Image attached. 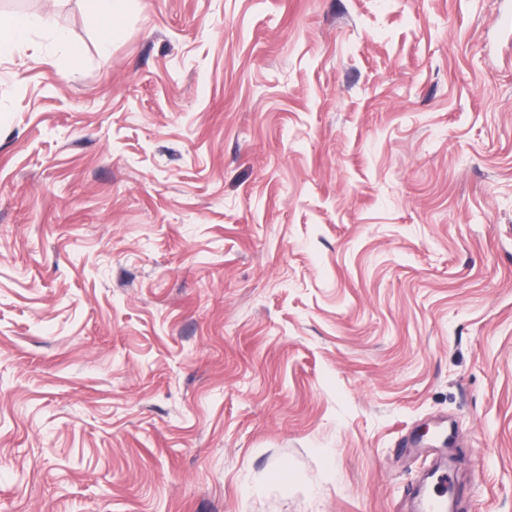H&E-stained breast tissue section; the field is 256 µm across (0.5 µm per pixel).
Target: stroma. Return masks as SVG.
Instances as JSON below:
<instances>
[{
    "instance_id": "obj_1",
    "label": "stroma",
    "mask_w": 512,
    "mask_h": 512,
    "mask_svg": "<svg viewBox=\"0 0 512 512\" xmlns=\"http://www.w3.org/2000/svg\"><path fill=\"white\" fill-rule=\"evenodd\" d=\"M509 9L0 6V512H512ZM94 17L101 21L102 46L107 48L123 34L121 23L133 8L135 0H89ZM43 27L49 30L54 41L65 44L68 35L63 29L52 28L42 20H32L27 16H4L0 14V59H8L19 54L31 41L33 31Z\"/></svg>"
}]
</instances>
